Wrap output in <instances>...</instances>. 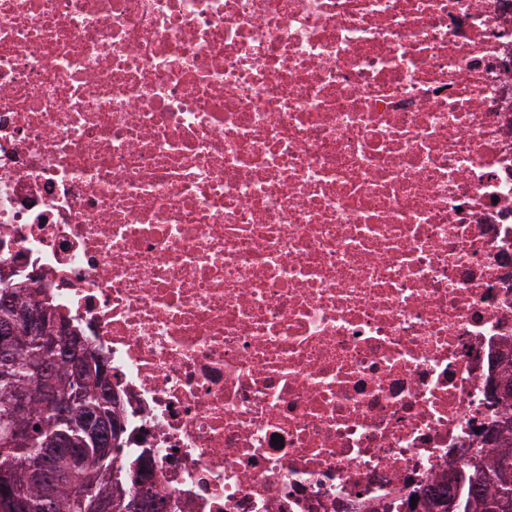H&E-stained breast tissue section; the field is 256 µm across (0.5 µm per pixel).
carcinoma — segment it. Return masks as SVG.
Returning a JSON list of instances; mask_svg holds the SVG:
<instances>
[{"label":"carcinoma","mask_w":512,"mask_h":512,"mask_svg":"<svg viewBox=\"0 0 512 512\" xmlns=\"http://www.w3.org/2000/svg\"><path fill=\"white\" fill-rule=\"evenodd\" d=\"M5 292L21 307L47 309L28 287L0 288V296ZM51 335L49 326L40 336L15 337L10 365H0V420L10 415L16 392L44 394L22 418L29 440L16 444L0 438V484L9 483L17 492V501L0 512H101L106 501L128 503L133 496L123 489L121 469L115 466L123 429L112 431L115 447L105 457L91 445L81 446L82 432L53 412V398L67 395L78 419L88 406L100 404V395L92 375L73 380V357L51 352ZM491 434L493 447L476 449L448 471L453 495L430 491L439 512H512V413H503Z\"/></svg>","instance_id":"obj_1"}]
</instances>
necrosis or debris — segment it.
Returning a JSON list of instances; mask_svg holds the SVG:
<instances>
[{"instance_id": "necrosis-or-debris-1", "label": "necrosis or debris", "mask_w": 512, "mask_h": 512, "mask_svg": "<svg viewBox=\"0 0 512 512\" xmlns=\"http://www.w3.org/2000/svg\"><path fill=\"white\" fill-rule=\"evenodd\" d=\"M15 283L160 512H429L504 410L512 0H0Z\"/></svg>"}]
</instances>
